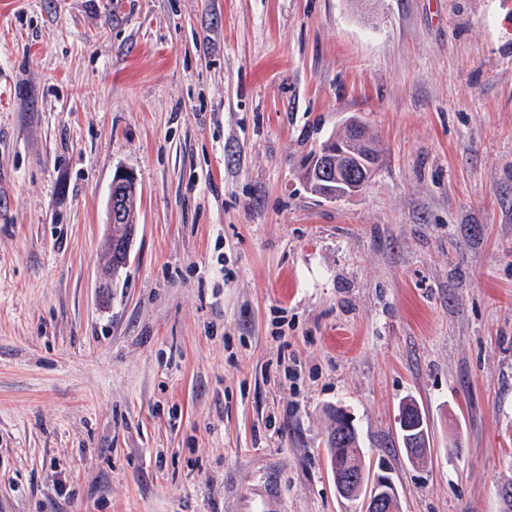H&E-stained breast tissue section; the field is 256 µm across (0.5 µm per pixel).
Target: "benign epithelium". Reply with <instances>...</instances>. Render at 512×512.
<instances>
[{"mask_svg":"<svg viewBox=\"0 0 512 512\" xmlns=\"http://www.w3.org/2000/svg\"><path fill=\"white\" fill-rule=\"evenodd\" d=\"M370 144L365 128L355 119L345 123V136L335 147L325 146L316 151L306 162L304 172L308 183L322 189V196L338 198L354 196L367 184L375 170V164L362 166L359 155L369 154ZM137 190L134 174L124 169L115 171L108 196V224L124 223V198ZM133 236L110 235L106 239L107 254L114 252L129 255ZM351 417L345 411L336 413L334 446L344 448L349 443ZM332 470L339 497L353 500L364 487L365 474L351 467L346 456L330 453ZM398 494L391 478L386 474L374 477L363 501V512H395Z\"/></svg>","mask_w":512,"mask_h":512,"instance_id":"7a95c632","label":"benign epithelium"}]
</instances>
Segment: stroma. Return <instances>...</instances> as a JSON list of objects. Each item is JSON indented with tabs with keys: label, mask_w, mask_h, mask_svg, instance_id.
<instances>
[{
	"label": "stroma",
	"mask_w": 512,
	"mask_h": 512,
	"mask_svg": "<svg viewBox=\"0 0 512 512\" xmlns=\"http://www.w3.org/2000/svg\"><path fill=\"white\" fill-rule=\"evenodd\" d=\"M352 117L375 175L311 194ZM339 409L399 512H501L512 0H0V512H240L268 478L280 512H354ZM137 190V180L134 174L124 169H117L112 177V183L110 186L108 196V224L110 225L111 232L108 235L105 243V249L109 259L111 258V275L112 279L119 275L121 269L125 266L117 264V260L112 256V252L126 255L127 260L129 259L131 242L135 232V226L132 231V235L122 237L121 234L112 236V226L120 225L124 223V198L128 196L130 191ZM351 417L346 411L336 412V434L334 435V446L331 449V463L336 484V491L340 498L347 500H356L355 496L360 488L364 487L365 474L364 471L360 474V469L355 470L351 467L349 461L354 465L359 466L362 463L364 455V448H361L359 436L356 441L352 439L353 445L349 448V459L346 455L337 453L339 448L348 446L349 443V430L351 429ZM336 451V454H335Z\"/></svg>",
	"instance_id": "obj_1"
}]
</instances>
